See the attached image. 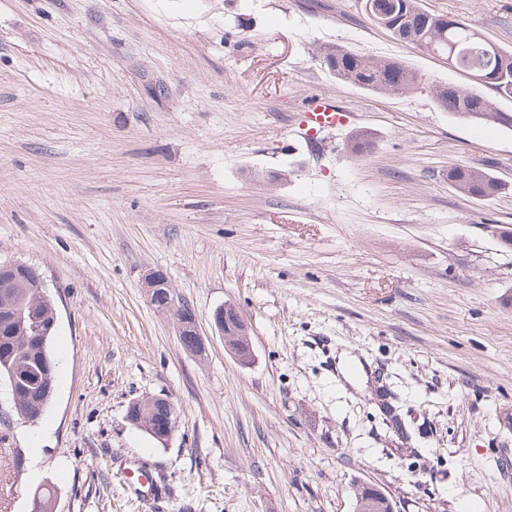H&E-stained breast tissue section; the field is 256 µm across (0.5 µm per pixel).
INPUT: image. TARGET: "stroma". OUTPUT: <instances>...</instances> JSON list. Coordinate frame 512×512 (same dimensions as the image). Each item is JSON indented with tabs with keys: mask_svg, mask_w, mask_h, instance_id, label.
<instances>
[{
	"mask_svg": "<svg viewBox=\"0 0 512 512\" xmlns=\"http://www.w3.org/2000/svg\"><path fill=\"white\" fill-rule=\"evenodd\" d=\"M512 48V0H418ZM331 46L421 83L337 81ZM465 79L393 39L362 0H0V263L37 269L58 313L55 396L26 422L0 385V512H512V130L440 110ZM322 94L349 115L308 130ZM370 148H349L355 131ZM498 178L490 199L448 169ZM195 310L187 352L143 275ZM234 303L252 361L211 326ZM385 388L405 422L386 420ZM165 394L164 443L125 419ZM448 182L461 193L480 198H492L502 190L488 172L466 166L449 168Z\"/></svg>",
	"mask_w": 512,
	"mask_h": 512,
	"instance_id": "1",
	"label": "stroma"
}]
</instances>
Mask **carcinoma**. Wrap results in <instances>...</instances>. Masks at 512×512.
<instances>
[{"label":"carcinoma","mask_w":512,"mask_h":512,"mask_svg":"<svg viewBox=\"0 0 512 512\" xmlns=\"http://www.w3.org/2000/svg\"><path fill=\"white\" fill-rule=\"evenodd\" d=\"M366 14L394 38L415 44L424 50L448 60V64L462 71L478 83L491 86L499 95L512 98V50L485 39L462 21L446 24L437 14L425 12L417 0H363ZM324 61L337 80L362 89L383 94H403L417 89L419 76L404 62L392 58H372L353 50L329 47ZM436 105L443 111L471 122H492L512 130V113L502 112L483 96L456 85L433 86ZM448 182L467 196L492 198L502 187L488 172L466 166L448 169ZM41 277L32 267L14 275H0V308L9 307L34 315L49 324L55 316V306L40 288ZM28 324L17 320L0 330V347L6 345V354L0 355V375L17 367L35 366L40 349L27 338ZM228 345L236 354L251 361L250 339L231 336ZM42 404L36 392L22 384L13 403V414L25 418L41 414Z\"/></svg>","instance_id":"1"}]
</instances>
